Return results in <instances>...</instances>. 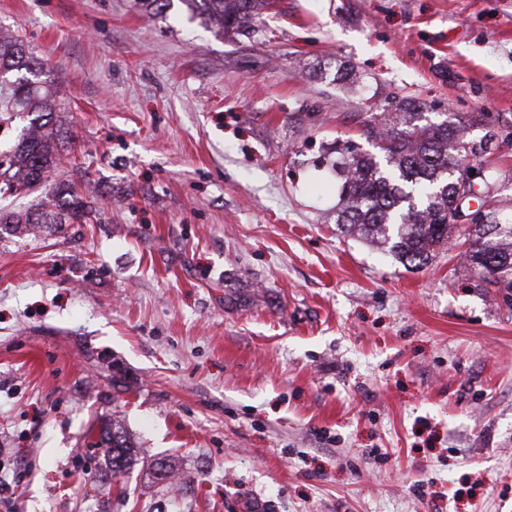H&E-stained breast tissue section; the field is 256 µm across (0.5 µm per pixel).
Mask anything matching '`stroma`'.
I'll return each instance as SVG.
<instances>
[{
    "instance_id": "stroma-1",
    "label": "stroma",
    "mask_w": 512,
    "mask_h": 512,
    "mask_svg": "<svg viewBox=\"0 0 512 512\" xmlns=\"http://www.w3.org/2000/svg\"><path fill=\"white\" fill-rule=\"evenodd\" d=\"M0 32L94 212L0 229V512H512V306L455 244L408 269L340 233L330 169L412 100L496 133L512 213V0H278L235 38L181 0H0ZM97 445L104 448L113 474L123 472L129 468L133 461V446L116 423H112L111 428L101 431Z\"/></svg>"
}]
</instances>
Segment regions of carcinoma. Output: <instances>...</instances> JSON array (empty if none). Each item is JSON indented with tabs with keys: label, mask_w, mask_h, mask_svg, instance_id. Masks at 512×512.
<instances>
[{
	"label": "carcinoma",
	"mask_w": 512,
	"mask_h": 512,
	"mask_svg": "<svg viewBox=\"0 0 512 512\" xmlns=\"http://www.w3.org/2000/svg\"><path fill=\"white\" fill-rule=\"evenodd\" d=\"M202 25L236 34L254 29L264 10L276 0H181ZM43 64L18 37L0 34V125L24 113L26 132L17 144L0 153V199L48 189L45 200L26 210L0 208V224L14 232H28L43 224H83L92 210L59 169L54 123V93L40 90L35 81ZM401 103L396 116L366 122L362 135L379 143L384 157L347 146L336 149L332 168L340 183L341 207L336 224L345 233L374 243L409 265H422L456 233L483 288H504L512 301V220L495 216L487 224H451L448 211H468L480 190L460 191L476 174L489 187L492 173L482 159L492 151L494 136L465 141L462 127L446 120L434 122ZM112 473L129 468L133 446L117 425L104 429L98 441Z\"/></svg>",
	"instance_id": "1"
}]
</instances>
